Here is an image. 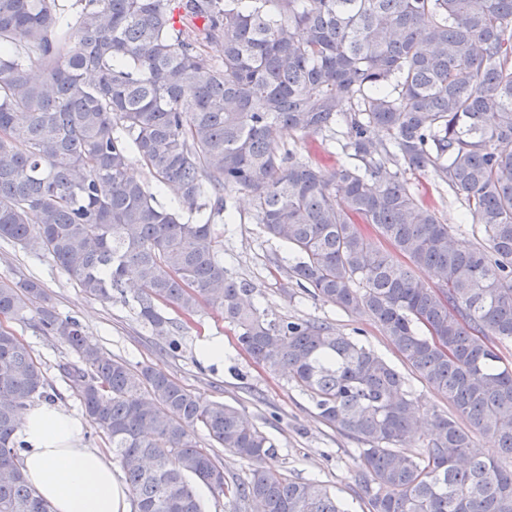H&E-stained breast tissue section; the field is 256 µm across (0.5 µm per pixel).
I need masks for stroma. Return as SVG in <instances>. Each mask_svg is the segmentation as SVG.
<instances>
[{"label": "stroma", "mask_w": 512, "mask_h": 512, "mask_svg": "<svg viewBox=\"0 0 512 512\" xmlns=\"http://www.w3.org/2000/svg\"><path fill=\"white\" fill-rule=\"evenodd\" d=\"M414 193L433 204L457 241L465 246L479 239L462 196L439 186L428 173H406ZM227 215L214 219L217 249L228 273L250 283L252 299L269 318L288 322L316 320L332 325L383 357L407 380L420 409L418 435L404 447L406 454L419 453L431 433L437 414L452 413L448 400L437 394L405 365L381 328L368 316L343 311L299 288L287 270L296 253L286 243L271 238L255 217L251 196L244 191L226 193ZM33 277L43 284L61 316L77 318L84 331L112 357L134 366L161 367L204 404L224 402L245 413L277 445L276 463L288 476L325 485L348 507L349 512H369L364 495L355 482L357 443L327 426L317 415L310 397L289 379L287 372H274L254 362L237 340L236 328L209 306H202L190 319L165 309L173 319V334L180 347L163 354L161 337L138 319L133 301L113 297L100 302L85 296L74 278L47 254H33L0 241V278ZM0 327L11 331L41 363L45 376L57 393V403L80 413L76 392L61 377L58 365L72 360L70 350L54 337L42 335L33 318L0 317ZM220 339L224 360L204 361L199 350L203 341Z\"/></svg>", "instance_id": "obj_1"}]
</instances>
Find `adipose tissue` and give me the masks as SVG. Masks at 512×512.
Segmentation results:
<instances>
[{"label": "adipose tissue", "mask_w": 512, "mask_h": 512, "mask_svg": "<svg viewBox=\"0 0 512 512\" xmlns=\"http://www.w3.org/2000/svg\"><path fill=\"white\" fill-rule=\"evenodd\" d=\"M83 421L46 403L28 406L18 439L20 469L51 512H129V491L111 456L82 443Z\"/></svg>", "instance_id": "obj_1"}]
</instances>
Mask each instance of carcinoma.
Segmentation results:
<instances>
[{"label": "carcinoma", "mask_w": 512, "mask_h": 512, "mask_svg": "<svg viewBox=\"0 0 512 512\" xmlns=\"http://www.w3.org/2000/svg\"><path fill=\"white\" fill-rule=\"evenodd\" d=\"M0 0V240L47 253L89 297L123 293L168 334L159 305L206 303L251 358L288 376L319 418L365 445L369 512H512V0ZM216 50L211 54L210 50ZM46 73L35 82L31 70ZM344 128L353 165L280 144ZM180 208L129 176L131 155ZM397 167L390 174L387 165ZM464 197L482 237L461 249L400 170ZM251 194L266 233L293 246L288 275L376 322L468 428L438 415L426 448L405 378L327 323L276 322L219 259L211 216ZM430 269V285L415 275ZM42 285L0 279V316L35 313L77 357L59 365L112 449L135 512H202L192 482L240 512H348L288 477L273 440L237 407L202 405L152 365L106 354ZM57 395L0 330V512H50L18 463L20 412ZM211 447L268 465L240 481ZM496 453L475 450L476 435Z\"/></svg>", "instance_id": "carcinoma-1"}]
</instances>
